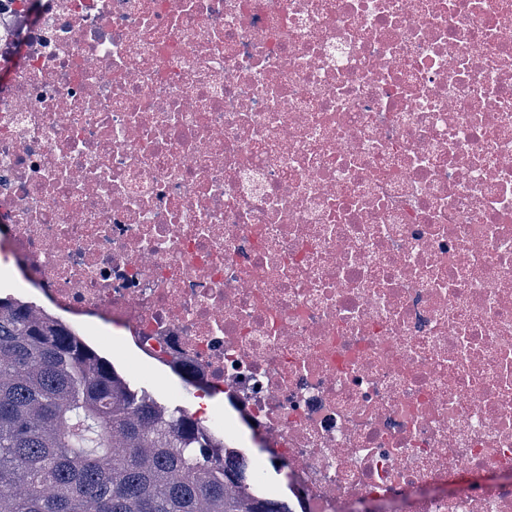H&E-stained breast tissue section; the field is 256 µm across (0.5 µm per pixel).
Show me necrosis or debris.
Wrapping results in <instances>:
<instances>
[{
    "mask_svg": "<svg viewBox=\"0 0 512 512\" xmlns=\"http://www.w3.org/2000/svg\"><path fill=\"white\" fill-rule=\"evenodd\" d=\"M0 236L191 364L297 512H512V0H0Z\"/></svg>",
    "mask_w": 512,
    "mask_h": 512,
    "instance_id": "1",
    "label": "necrosis or debris"
}]
</instances>
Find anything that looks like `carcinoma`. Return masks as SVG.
Here are the masks:
<instances>
[{"mask_svg":"<svg viewBox=\"0 0 512 512\" xmlns=\"http://www.w3.org/2000/svg\"><path fill=\"white\" fill-rule=\"evenodd\" d=\"M267 482L60 319L0 297V512H291L255 493Z\"/></svg>","mask_w":512,"mask_h":512,"instance_id":"obj_1","label":"carcinoma"}]
</instances>
